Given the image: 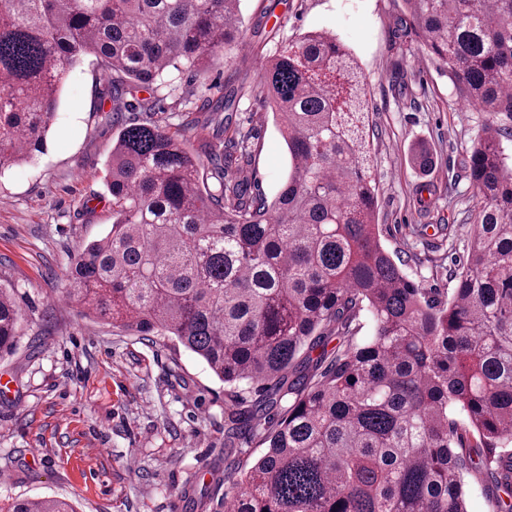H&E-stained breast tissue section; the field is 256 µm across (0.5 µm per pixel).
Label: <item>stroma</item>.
Masks as SVG:
<instances>
[{
    "instance_id": "1",
    "label": "stroma",
    "mask_w": 512,
    "mask_h": 512,
    "mask_svg": "<svg viewBox=\"0 0 512 512\" xmlns=\"http://www.w3.org/2000/svg\"><path fill=\"white\" fill-rule=\"evenodd\" d=\"M242 46L208 71L174 70L139 97L162 118L189 111L194 149L249 129L244 176L274 199L288 152L263 103L260 59L281 41L326 29L366 78L379 177L381 240L425 288L452 291L471 246L477 200L470 148L487 120L464 106L448 71L420 48L402 0H241ZM222 112L189 101L205 89ZM118 134L94 56L69 71L36 165L0 177V288L21 309L14 349L0 356V500L45 497L79 512H224V385L202 358L163 336L142 337L85 315L66 294L71 259L112 224L106 162ZM429 169L414 163L418 148Z\"/></svg>"
}]
</instances>
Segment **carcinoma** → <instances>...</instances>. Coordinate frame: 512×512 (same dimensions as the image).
Segmentation results:
<instances>
[{
	"mask_svg": "<svg viewBox=\"0 0 512 512\" xmlns=\"http://www.w3.org/2000/svg\"><path fill=\"white\" fill-rule=\"evenodd\" d=\"M462 99L512 117V0H403ZM240 0H0V174L42 152L69 67L95 56L116 121L151 113L139 88L204 72L242 41ZM288 149L272 201L230 175L247 157L194 150L149 117L122 125L106 164L112 224L71 259L67 295L140 336H170L224 383L234 512H467V478L512 512V158L487 124L470 151L469 257L443 299L380 241L365 77L330 31L263 58ZM210 173L214 184L201 180ZM373 331L362 336L363 319ZM20 312L0 290V353ZM346 347L323 352L332 336ZM319 351L314 357L312 353ZM280 407L264 432L253 420ZM266 452L242 468L240 437ZM0 512H77L56 498Z\"/></svg>",
	"mask_w": 512,
	"mask_h": 512,
	"instance_id": "1",
	"label": "carcinoma"
}]
</instances>
